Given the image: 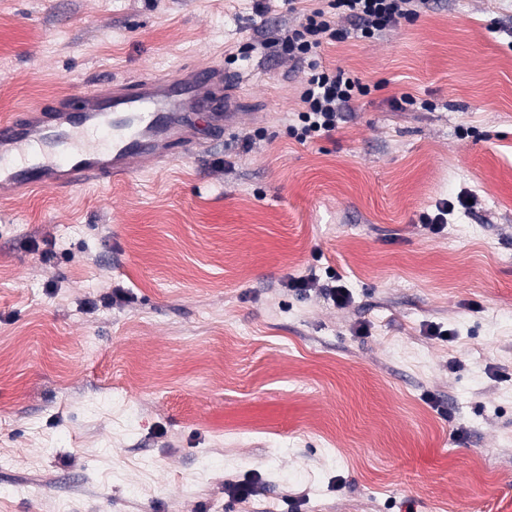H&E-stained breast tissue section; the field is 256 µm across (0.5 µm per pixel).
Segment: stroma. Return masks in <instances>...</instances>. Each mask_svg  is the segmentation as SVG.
<instances>
[{
	"label": "stroma",
	"mask_w": 512,
	"mask_h": 512,
	"mask_svg": "<svg viewBox=\"0 0 512 512\" xmlns=\"http://www.w3.org/2000/svg\"><path fill=\"white\" fill-rule=\"evenodd\" d=\"M259 2L0 0V116L213 65L239 114L106 188L0 198V512H512V0L326 41L373 91L307 144ZM329 267L347 307L285 286ZM437 213L431 215L424 213L421 217V223L426 226L432 233H439L443 224H447V216L452 213L455 209V203L452 201H443L435 206Z\"/></svg>",
	"instance_id": "35a3bbf8"
}]
</instances>
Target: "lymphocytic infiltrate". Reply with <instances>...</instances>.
Returning a JSON list of instances; mask_svg holds the SVG:
<instances>
[{
	"label": "lymphocytic infiltrate",
	"instance_id": "1",
	"mask_svg": "<svg viewBox=\"0 0 512 512\" xmlns=\"http://www.w3.org/2000/svg\"><path fill=\"white\" fill-rule=\"evenodd\" d=\"M428 0H319L306 9L300 0H280L292 21L283 28L262 31L263 42L279 47L307 68V80L299 92L301 108L289 133L299 143L331 136L350 104L371 92L369 84L322 60L324 40L343 41L350 35L362 39L378 36L398 21L413 22Z\"/></svg>",
	"mask_w": 512,
	"mask_h": 512
}]
</instances>
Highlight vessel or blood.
<instances>
[{"mask_svg":"<svg viewBox=\"0 0 512 512\" xmlns=\"http://www.w3.org/2000/svg\"><path fill=\"white\" fill-rule=\"evenodd\" d=\"M232 80L217 67L186 77L107 78L53 112L1 118L0 192L109 184L173 146L193 148L200 115L221 141L231 124L215 91Z\"/></svg>","mask_w":512,"mask_h":512,"instance_id":"b4317fda","label":"vessel or blood"}]
</instances>
